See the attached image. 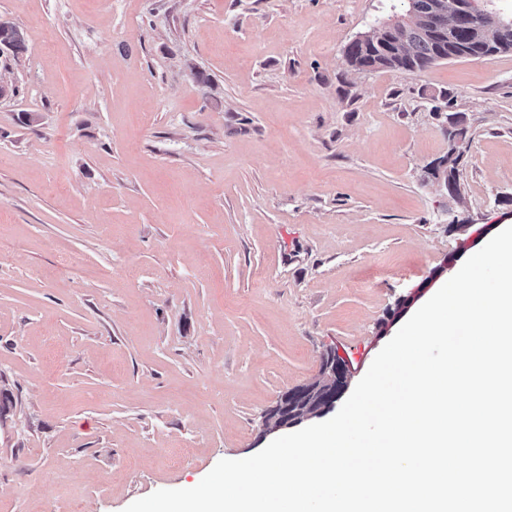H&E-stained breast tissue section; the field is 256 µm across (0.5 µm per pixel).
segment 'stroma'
<instances>
[{"mask_svg": "<svg viewBox=\"0 0 512 512\" xmlns=\"http://www.w3.org/2000/svg\"><path fill=\"white\" fill-rule=\"evenodd\" d=\"M391 0H0V512H124L272 440L512 226V52L361 73ZM466 131L460 195L429 164ZM334 352L330 351L323 355L320 369V377L306 384L304 398L301 401L293 403L288 408V414L295 412L299 416H304L307 413H315L320 405L323 398V389L326 387V383L331 379L330 363ZM334 375L339 379L340 386L336 390V383H329L325 388L324 405L321 412H326L332 409L336 401H338L345 393L348 382L351 377V368L346 361L337 358L334 364ZM320 412V413H321Z\"/></svg>", "mask_w": 512, "mask_h": 512, "instance_id": "stroma-1", "label": "stroma"}]
</instances>
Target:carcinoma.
I'll use <instances>...</instances> for the list:
<instances>
[{
	"instance_id": "cac0c4a2",
	"label": "carcinoma",
	"mask_w": 512,
	"mask_h": 512,
	"mask_svg": "<svg viewBox=\"0 0 512 512\" xmlns=\"http://www.w3.org/2000/svg\"><path fill=\"white\" fill-rule=\"evenodd\" d=\"M403 16L411 17L404 26V34L410 52L404 57H397L384 50L376 42L378 36L371 39H356L345 48V58L349 66L359 72H375L380 70H425L432 64L442 60H455L459 48L466 47L475 58H481L498 53L512 51V41L508 43L487 44L473 38V32L468 22H463L449 35L443 37L434 34L430 29L420 24L419 18L429 9L433 0H404ZM463 154L448 149V155L434 162L430 167L433 175H442L444 184L451 195H460L459 165ZM333 352L322 357L320 377L306 384L304 398L288 408L299 416L316 412L323 398V389L331 379L330 363Z\"/></svg>"
}]
</instances>
